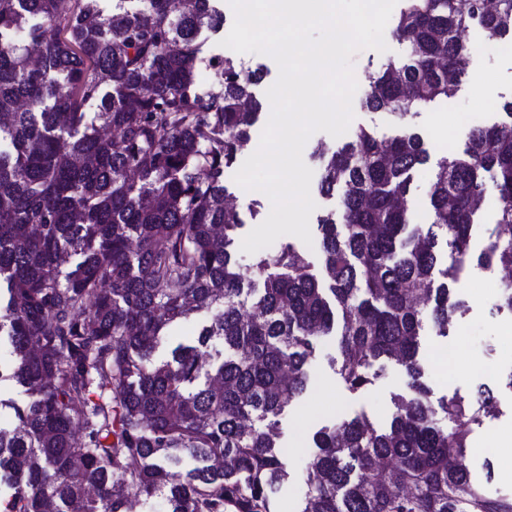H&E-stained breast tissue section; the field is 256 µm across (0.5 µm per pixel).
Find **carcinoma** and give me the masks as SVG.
Here are the masks:
<instances>
[{
    "label": "carcinoma",
    "instance_id": "cac0c4a2",
    "mask_svg": "<svg viewBox=\"0 0 512 512\" xmlns=\"http://www.w3.org/2000/svg\"><path fill=\"white\" fill-rule=\"evenodd\" d=\"M100 2L0 0V512H125L158 495L167 512H278L276 417L332 335L349 392L380 359L408 382L388 427L361 414L313 434L299 512H512L466 463L490 391L434 400L418 356L424 320L446 336L463 311L454 285L471 269L512 268V98L437 161L427 229L408 230L405 206L429 161L408 118L463 75L464 32L512 44V0H401L406 56L360 95L396 133L361 125L319 155L320 189L341 199L318 224L322 275L288 243L257 262L258 290L233 260L244 221L224 173L251 140L262 69L226 56L204 96L198 34L224 25L215 0ZM489 180L499 218L477 251ZM193 315L194 342L157 359ZM12 386L20 397H3Z\"/></svg>",
    "mask_w": 512,
    "mask_h": 512
}]
</instances>
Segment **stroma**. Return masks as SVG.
<instances>
[{
	"label": "stroma",
	"mask_w": 512,
	"mask_h": 512,
	"mask_svg": "<svg viewBox=\"0 0 512 512\" xmlns=\"http://www.w3.org/2000/svg\"><path fill=\"white\" fill-rule=\"evenodd\" d=\"M463 41L469 49L467 66L458 89L433 106L417 112L412 125L422 135L430 154L429 164L421 167L414 178L407 199L411 225L421 228L431 224L430 190L435 173V160L450 150H462L463 140L446 147L439 138L440 123L446 116H466L471 128L492 123L496 102L512 97V52H501L486 44L484 33L477 29L466 32ZM483 77L485 85L476 88L475 77ZM489 270L475 268L457 284L458 298L466 307L457 319L463 335H438L425 326L420 338L419 356L425 361V383L433 398H468L481 388L490 389L500 404L499 412L483 417L473 427L466 456L470 470L488 496L512 500V312L501 309L500 300L512 285L485 287ZM461 348L458 371L446 373L432 367L430 361L446 350ZM338 356L336 337L323 340L318 356L311 361L306 391L279 417L281 446L285 451L290 477L277 492L279 512H298L307 490L308 450L312 435L319 428L338 424L358 415H367L377 426H385L396 411V396L405 389L406 371L393 361L373 362L374 382L365 391H347L336 375L333 361ZM498 368L496 378H486L484 365ZM502 448L499 461H485L481 450L488 445Z\"/></svg>",
	"instance_id": "stroma-1"
}]
</instances>
